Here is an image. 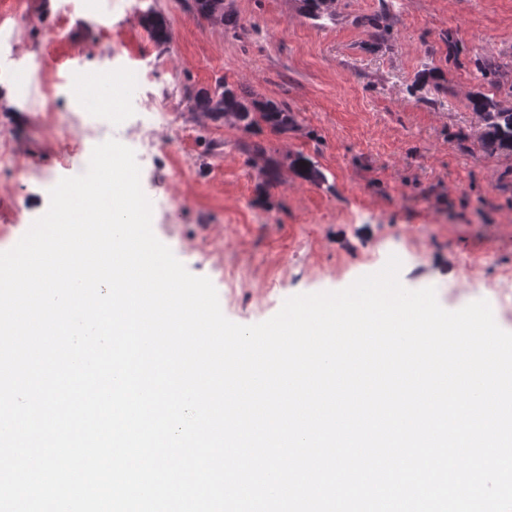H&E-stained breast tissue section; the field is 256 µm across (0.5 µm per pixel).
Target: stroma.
<instances>
[{
    "instance_id": "obj_1",
    "label": "stroma",
    "mask_w": 512,
    "mask_h": 512,
    "mask_svg": "<svg viewBox=\"0 0 512 512\" xmlns=\"http://www.w3.org/2000/svg\"><path fill=\"white\" fill-rule=\"evenodd\" d=\"M243 29L197 15L185 0H0V134L23 174L0 175V251L49 206L61 178L83 173L103 114L70 98L74 69L163 58L162 77L133 83L129 113L151 93L173 126L157 127L140 164L161 201L156 237L215 286L223 314L250 325L288 297L339 290L402 261L410 289L434 287L442 307L494 301L512 273V153L487 151L473 100L512 108V0H336L308 16L303 0H225ZM162 15L167 43L142 23ZM493 60L496 73L482 75ZM286 103L295 130L245 132L193 109L190 92L219 80ZM260 143L264 158L245 145ZM307 157L320 180L299 177ZM278 176L266 182L265 160Z\"/></svg>"
}]
</instances>
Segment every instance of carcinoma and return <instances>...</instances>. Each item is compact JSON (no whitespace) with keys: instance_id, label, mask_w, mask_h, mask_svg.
Returning a JSON list of instances; mask_svg holds the SVG:
<instances>
[{"instance_id":"obj_1","label":"carcinoma","mask_w":512,"mask_h":512,"mask_svg":"<svg viewBox=\"0 0 512 512\" xmlns=\"http://www.w3.org/2000/svg\"><path fill=\"white\" fill-rule=\"evenodd\" d=\"M193 10L208 19L225 21L238 26V18L224 15V0H190ZM143 23L149 28L153 39L164 44L169 33L164 18L148 11L142 15ZM194 107L213 120L231 117L246 131L265 124L271 131L286 134L296 121L288 106L273 100H259L250 94L221 80L215 89H199L189 95ZM474 115L482 128V142L485 148L494 152H512V109L505 110L486 97L474 102Z\"/></svg>"}]
</instances>
